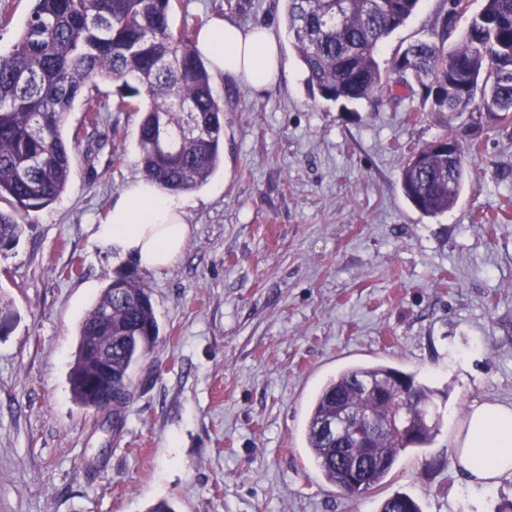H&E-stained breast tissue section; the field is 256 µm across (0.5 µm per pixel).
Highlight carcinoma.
<instances>
[{
  "label": "carcinoma",
  "instance_id": "1",
  "mask_svg": "<svg viewBox=\"0 0 512 512\" xmlns=\"http://www.w3.org/2000/svg\"><path fill=\"white\" fill-rule=\"evenodd\" d=\"M13 49L0 55V248L15 243L21 219L48 207L65 191L79 132L63 133L65 116L83 102L86 124L103 112H139L142 177L160 189L184 192L203 186L223 159L224 103L196 53L202 18L175 31L173 0H33ZM286 0L285 28L303 65L305 82L326 102L342 107L397 99L393 86L423 89L425 112H468L469 147L446 134L453 155L431 144L409 157L401 189L425 216L452 209L463 192L469 152L478 146L483 119L512 121V0H482L467 24L459 20L469 0H442L427 38L405 48L390 65L379 60L382 43L403 27L420 0ZM117 84L110 103L96 99L98 82ZM159 325L149 288L134 273L112 278L79 328L78 352L68 383L76 403L88 406L87 384L119 402L130 391L129 371L152 351ZM111 365L96 370L98 350ZM404 378L407 387L375 399L366 383ZM434 391L416 374L370 362L350 365L319 390L305 425V441L324 479L348 498L384 484L400 454L429 445L438 430ZM355 409L382 421L398 415L412 423L408 435L380 431L375 460L351 469L360 449L344 435L324 432L326 421ZM379 512H421L406 494L385 499Z\"/></svg>",
  "mask_w": 512,
  "mask_h": 512
}]
</instances>
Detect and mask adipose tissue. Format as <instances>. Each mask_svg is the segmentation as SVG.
<instances>
[{
    "instance_id": "adipose-tissue-1",
    "label": "adipose tissue",
    "mask_w": 512,
    "mask_h": 512,
    "mask_svg": "<svg viewBox=\"0 0 512 512\" xmlns=\"http://www.w3.org/2000/svg\"><path fill=\"white\" fill-rule=\"evenodd\" d=\"M196 49L213 72L260 91L285 75L280 45L266 26L244 28L217 17L204 28ZM190 197L161 191L145 179L128 184L96 232L98 245L146 269L172 266L190 234ZM455 461L467 488L486 493L512 477V407L472 404L455 439Z\"/></svg>"
}]
</instances>
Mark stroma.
Wrapping results in <instances>:
<instances>
[{
	"label": "stroma",
	"mask_w": 512,
	"mask_h": 512,
	"mask_svg": "<svg viewBox=\"0 0 512 512\" xmlns=\"http://www.w3.org/2000/svg\"><path fill=\"white\" fill-rule=\"evenodd\" d=\"M200 16L263 24L288 74L256 92L216 74L224 159L191 191L180 259L140 269L160 336L135 366L118 429L75 403L78 332L115 273L94 234L140 175L137 112H108L70 181L0 249V512H378L403 493L422 512H497L512 478L468 495L455 436L472 403L512 405V126L485 123L468 184L427 217L400 189L409 155L440 134L469 140L468 114L311 95L284 0H173ZM441 0L381 46L388 62L426 37ZM416 373L436 389L434 442L350 499L305 446L310 405L355 362Z\"/></svg>",
	"instance_id": "obj_1"
}]
</instances>
